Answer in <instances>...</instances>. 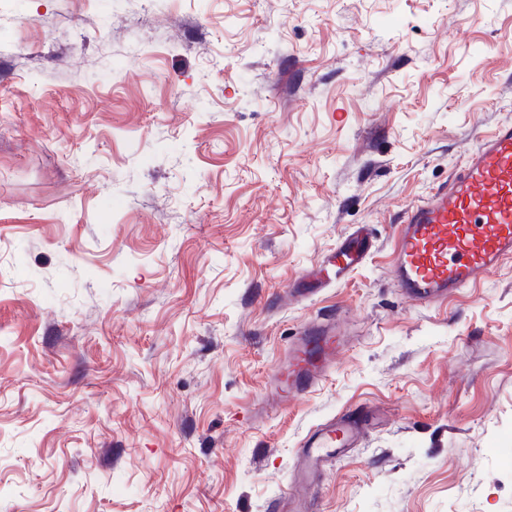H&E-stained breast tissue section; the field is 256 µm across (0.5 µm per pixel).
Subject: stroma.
I'll return each mask as SVG.
<instances>
[{
    "instance_id": "35a3bbf8",
    "label": "stroma",
    "mask_w": 512,
    "mask_h": 512,
    "mask_svg": "<svg viewBox=\"0 0 512 512\" xmlns=\"http://www.w3.org/2000/svg\"><path fill=\"white\" fill-rule=\"evenodd\" d=\"M512 120V0H0V512H512V261L418 306L396 222ZM356 224L376 248L284 297ZM346 344L300 399L310 318ZM342 345L332 321L303 324L290 338L285 360L277 363L270 374L272 391L285 399L309 392L330 373ZM367 425L364 414L344 413L332 417L311 430L303 439L299 456L301 468L294 486L279 500L270 505L276 512H288V500L294 503L295 512L314 510L320 472L326 462L342 455L345 448H351L362 437Z\"/></svg>"
}]
</instances>
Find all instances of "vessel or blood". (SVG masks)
<instances>
[{
    "mask_svg": "<svg viewBox=\"0 0 512 512\" xmlns=\"http://www.w3.org/2000/svg\"><path fill=\"white\" fill-rule=\"evenodd\" d=\"M373 250L369 225L352 227L325 253L297 291L311 298L322 288L344 283ZM512 260V122L497 124L467 151L447 183L411 204L397 226L393 276L417 304H440L482 276ZM342 347L332 321H310L289 341L288 354L270 374L279 397L292 399L320 384ZM365 416L345 413L319 424L303 439L301 468L288 497L273 502L274 512H313L320 472L362 437Z\"/></svg>",
    "mask_w": 512,
    "mask_h": 512,
    "instance_id": "obj_1",
    "label": "vessel or blood"
}]
</instances>
